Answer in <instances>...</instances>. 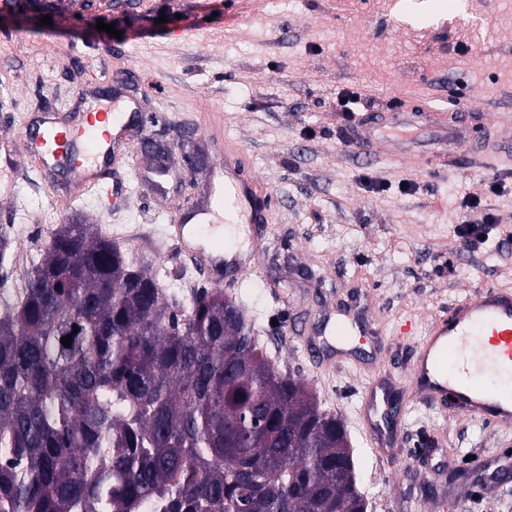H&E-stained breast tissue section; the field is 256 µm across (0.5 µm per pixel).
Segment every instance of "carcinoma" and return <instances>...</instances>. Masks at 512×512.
<instances>
[{
  "label": "carcinoma",
  "mask_w": 512,
  "mask_h": 512,
  "mask_svg": "<svg viewBox=\"0 0 512 512\" xmlns=\"http://www.w3.org/2000/svg\"><path fill=\"white\" fill-rule=\"evenodd\" d=\"M158 508L362 512L363 497L342 420L223 289L169 309L148 266L61 224L0 304V512Z\"/></svg>",
  "instance_id": "1"
}]
</instances>
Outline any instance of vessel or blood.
I'll return each instance as SVG.
<instances>
[{
  "mask_svg": "<svg viewBox=\"0 0 512 512\" xmlns=\"http://www.w3.org/2000/svg\"><path fill=\"white\" fill-rule=\"evenodd\" d=\"M132 104L115 95L111 87L99 92L94 107L75 123L43 120L25 132L28 154L50 168L66 173L69 185L60 197L70 203L79 192L101 186L112 172L116 154L114 117L132 111ZM478 117L467 107H442L409 103L384 111L353 114L343 132L358 159L371 162L382 153L397 159L412 158L417 131L430 130L439 146L430 164L445 167L478 155L512 159V118L498 122L494 139L476 142L471 130ZM211 167L223 174L232 189L217 196L207 185L199 199L177 205L171 216L170 237L179 254L206 268L216 283L238 284L257 272L264 253L262 238H254L246 251L225 259L223 235L217 234L219 208H240L246 223H263L265 190L256 176H243L245 158L239 148L212 135ZM371 332L369 319L353 304L342 305L336 321H324L300 343L311 354L327 353L337 336L351 330ZM408 369L410 388L429 405L454 398L455 413L500 429L512 428V290L486 284L458 298L430 317L425 335L412 342ZM392 377L367 388L363 401L374 413L396 408L388 389ZM478 487L496 485L512 477V450L499 448L484 455L472 472Z\"/></svg>",
  "mask_w": 512,
  "mask_h": 512,
  "instance_id": "obj_1",
  "label": "vessel or blood"
}]
</instances>
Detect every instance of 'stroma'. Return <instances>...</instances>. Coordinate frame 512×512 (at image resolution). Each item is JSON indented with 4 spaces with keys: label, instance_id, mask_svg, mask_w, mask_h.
Masks as SVG:
<instances>
[{
    "label": "stroma",
    "instance_id": "1",
    "mask_svg": "<svg viewBox=\"0 0 512 512\" xmlns=\"http://www.w3.org/2000/svg\"><path fill=\"white\" fill-rule=\"evenodd\" d=\"M0 0V139L23 144L27 127L52 113L77 118L113 81L141 101L130 141L170 145L164 196L146 185L147 158L126 155L112 171V198L76 205L141 263L157 270L166 305L185 289L214 283L179 256L167 235L170 210L190 199L205 174L204 134L220 124L259 177L272 206L263 227L260 274L229 289L278 365L316 390L341 416L353 444L366 512H512V479L487 491L468 486L469 457L512 446V431L428 405L399 385L405 406L394 450L374 456L359 435L365 384L383 370L404 374L398 334L486 283L512 288V242L472 241L456 226L473 182L500 185L482 208L512 226V164L466 160L447 169L381 158L360 164L343 141L336 99L359 96L356 111L397 96L454 100L495 118L512 114V0ZM166 22H159V15ZM51 16V25L40 22ZM114 24L120 38L97 30ZM383 183L366 192L362 175ZM10 198L0 197V230L16 256L37 254L69 211L53 201L60 171L21 156ZM410 188H401L402 180ZM368 299L375 335L338 345L335 367L305 356L288 319L311 318L350 299Z\"/></svg>",
    "mask_w": 512,
    "mask_h": 512
}]
</instances>
